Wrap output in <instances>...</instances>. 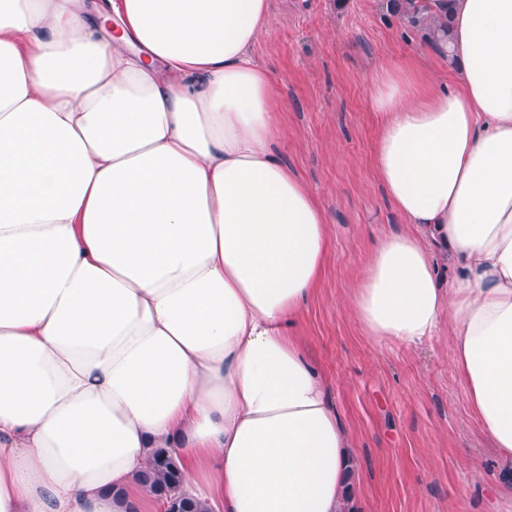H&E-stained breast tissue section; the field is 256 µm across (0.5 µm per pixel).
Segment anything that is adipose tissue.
I'll list each match as a JSON object with an SVG mask.
<instances>
[{
	"label": "adipose tissue",
	"mask_w": 512,
	"mask_h": 512,
	"mask_svg": "<svg viewBox=\"0 0 512 512\" xmlns=\"http://www.w3.org/2000/svg\"><path fill=\"white\" fill-rule=\"evenodd\" d=\"M426 4L457 71L374 74L373 163L408 229L349 302L375 339L447 326L512 461V0ZM268 12L0 0V512H147L155 448L221 512H341L347 434L290 332L329 232L273 149Z\"/></svg>",
	"instance_id": "ef3b65f1"
}]
</instances>
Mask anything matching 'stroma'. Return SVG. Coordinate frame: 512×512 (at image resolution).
Instances as JSON below:
<instances>
[{"instance_id": "obj_1", "label": "stroma", "mask_w": 512, "mask_h": 512, "mask_svg": "<svg viewBox=\"0 0 512 512\" xmlns=\"http://www.w3.org/2000/svg\"><path fill=\"white\" fill-rule=\"evenodd\" d=\"M406 0H269L255 47L271 73L283 132L277 149L329 224L324 275L293 333L325 380L350 441L351 512H499L502 460L452 369L447 333L417 347L364 333L348 303L375 244L405 230L376 175L375 68L415 57L426 83L448 58L409 23Z\"/></svg>"}]
</instances>
